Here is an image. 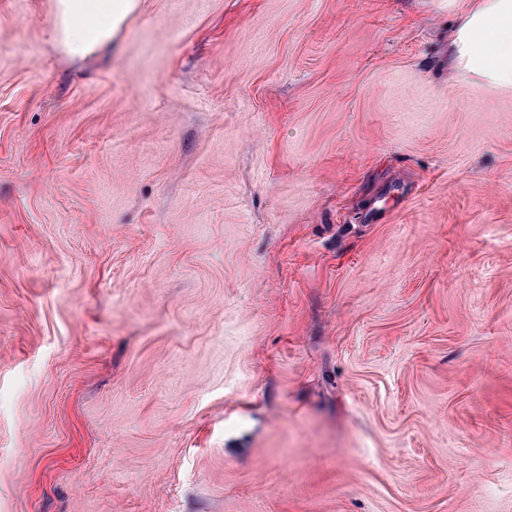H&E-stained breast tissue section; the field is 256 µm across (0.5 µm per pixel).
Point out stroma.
Listing matches in <instances>:
<instances>
[{"mask_svg":"<svg viewBox=\"0 0 512 512\" xmlns=\"http://www.w3.org/2000/svg\"><path fill=\"white\" fill-rule=\"evenodd\" d=\"M0 0V512H512V86L455 0ZM137 0H53L51 41L72 61H83L112 42Z\"/></svg>","mask_w":512,"mask_h":512,"instance_id":"stroma-1","label":"stroma"}]
</instances>
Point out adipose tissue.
I'll use <instances>...</instances> for the list:
<instances>
[{
    "label": "adipose tissue",
    "mask_w": 512,
    "mask_h": 512,
    "mask_svg": "<svg viewBox=\"0 0 512 512\" xmlns=\"http://www.w3.org/2000/svg\"><path fill=\"white\" fill-rule=\"evenodd\" d=\"M137 0H53L51 40L79 62L104 49ZM455 64L495 84L512 85V0H460L450 41Z\"/></svg>",
    "instance_id": "ef3b65f1"
}]
</instances>
